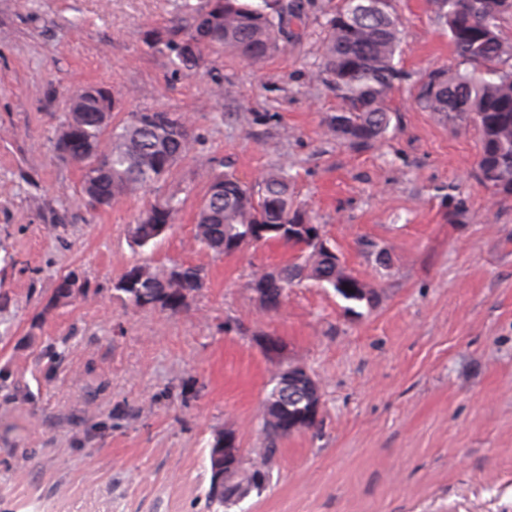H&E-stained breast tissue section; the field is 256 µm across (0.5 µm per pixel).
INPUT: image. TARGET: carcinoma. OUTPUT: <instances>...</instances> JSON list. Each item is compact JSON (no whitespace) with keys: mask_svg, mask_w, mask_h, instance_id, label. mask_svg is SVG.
<instances>
[{"mask_svg":"<svg viewBox=\"0 0 512 512\" xmlns=\"http://www.w3.org/2000/svg\"><path fill=\"white\" fill-rule=\"evenodd\" d=\"M435 20L448 32L458 68L432 71L420 82L416 98L430 112L448 120L474 121L481 145L478 170L481 182L495 195H512V43L500 34V25L512 17L501 0H429ZM182 17L149 34L148 45L173 57L193 73L212 52H230L261 65L288 50V22L300 17L301 5L291 0H207L197 7L181 4ZM401 20L394 0H341L327 21L322 62L313 81L325 85L338 101L330 129L351 144L369 146L382 141L391 124L386 102L405 78L398 67ZM109 89L77 94L66 106L69 118L55 132L57 151L78 163L83 171L82 191L93 206L112 202L168 176L194 143L192 128L177 112L140 108L112 120ZM290 166L278 164L261 182L248 186L233 174L214 177L196 212L195 241L218 255L232 247H253L278 241L297 250L282 267L278 281L263 282L264 270L252 274L250 287L265 284L271 300L279 302L294 283L312 280L331 288L348 302L345 311L371 302L374 290L329 262L319 246V233L302 234L294 224L313 218L295 206ZM181 199L169 196L151 204L131 228L134 242L144 247L158 237L157 227L171 225ZM205 285L203 271L172 262L155 266L134 264L114 290L137 308L178 313L189 297ZM264 401L259 425L265 434L261 448H242L231 431L214 438L209 451L210 479L206 492L209 512H228L244 493L262 491L280 454V445L295 433V425L314 429L321 411L313 410L303 395L288 399L278 411ZM234 449L215 457L219 444Z\"/></svg>","mask_w":512,"mask_h":512,"instance_id":"1","label":"carcinoma"}]
</instances>
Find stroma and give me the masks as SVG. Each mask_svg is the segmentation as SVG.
Masks as SVG:
<instances>
[{
	"label": "stroma",
	"mask_w": 512,
	"mask_h": 512,
	"mask_svg": "<svg viewBox=\"0 0 512 512\" xmlns=\"http://www.w3.org/2000/svg\"><path fill=\"white\" fill-rule=\"evenodd\" d=\"M299 2L286 53L260 68L215 53L189 75L144 42L181 0H0V512H206L213 437L263 446L278 362L318 381L322 423L284 441L233 512H512V196L481 184L473 122L416 102L421 75L456 67L448 34L427 0H397L408 79L386 140L357 148L311 81L338 0ZM91 84L195 135L164 181L98 210L53 144ZM283 160L297 204L376 291L358 313L310 280L268 310L250 276L291 248L193 240L212 176L252 184ZM171 194L173 228L136 246L131 225ZM144 260L198 266L206 286L177 314L128 305L113 285ZM70 273L84 293L52 303Z\"/></svg>",
	"instance_id": "35a3bbf8"
}]
</instances>
